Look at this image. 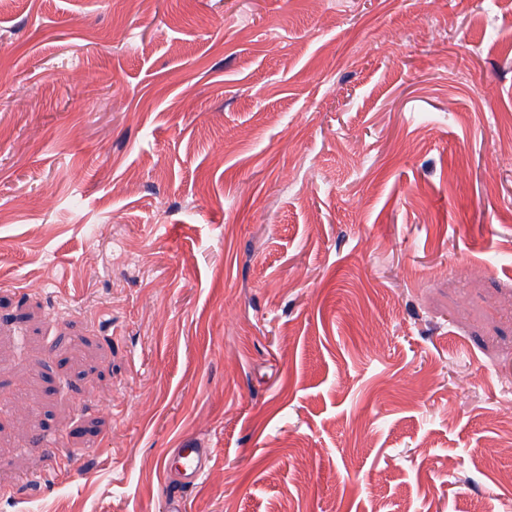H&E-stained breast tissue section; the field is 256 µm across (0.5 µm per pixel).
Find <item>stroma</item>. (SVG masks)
I'll list each match as a JSON object with an SVG mask.
<instances>
[{
  "mask_svg": "<svg viewBox=\"0 0 512 512\" xmlns=\"http://www.w3.org/2000/svg\"><path fill=\"white\" fill-rule=\"evenodd\" d=\"M512 0H0V512H512ZM173 452L178 462L176 470L180 475V482H166L163 493L168 511L181 512L182 493L186 487L195 484L207 474L211 462L210 451L209 448H200L199 445H189L185 448H176Z\"/></svg>",
  "mask_w": 512,
  "mask_h": 512,
  "instance_id": "obj_1",
  "label": "stroma"
}]
</instances>
